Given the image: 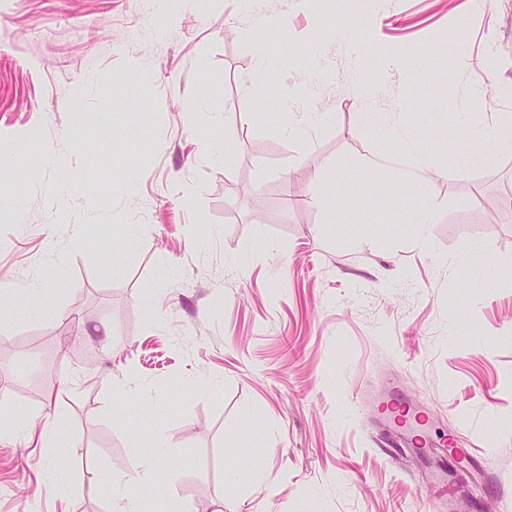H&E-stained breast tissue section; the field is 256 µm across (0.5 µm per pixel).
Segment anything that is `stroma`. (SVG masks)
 <instances>
[{"instance_id": "1", "label": "stroma", "mask_w": 512, "mask_h": 512, "mask_svg": "<svg viewBox=\"0 0 512 512\" xmlns=\"http://www.w3.org/2000/svg\"><path fill=\"white\" fill-rule=\"evenodd\" d=\"M277 15L280 38L258 27ZM365 98L385 128L358 123ZM106 111L147 138H111ZM501 112L512 0H0V189L21 200L0 279L19 306L67 271L0 320V422H34L0 433V512H123L109 482L158 440L177 512H512V209L485 205L512 197V151L463 175L442 145ZM372 155L382 192L342 194ZM394 392L432 442L458 436L446 486L387 446ZM435 171L430 167L423 157L415 158V166L411 173L406 175L404 179L411 184L412 189L415 192L413 197V208L416 213L415 224H429L433 220V213L425 210L420 199L421 196H417L424 189L428 181L433 177Z\"/></svg>"}]
</instances>
